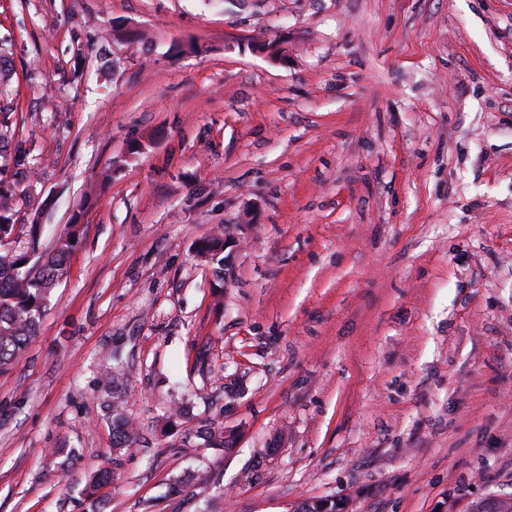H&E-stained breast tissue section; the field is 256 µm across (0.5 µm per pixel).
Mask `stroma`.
<instances>
[{"label": "stroma", "instance_id": "obj_1", "mask_svg": "<svg viewBox=\"0 0 512 512\" xmlns=\"http://www.w3.org/2000/svg\"><path fill=\"white\" fill-rule=\"evenodd\" d=\"M0 44L15 245L79 237L0 512L512 502V0H0ZM112 423L115 430L116 448L131 447L137 440L139 433L118 410L116 404H112Z\"/></svg>", "mask_w": 512, "mask_h": 512}]
</instances>
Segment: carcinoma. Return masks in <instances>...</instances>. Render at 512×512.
Segmentation results:
<instances>
[{"label":"carcinoma","mask_w":512,"mask_h":512,"mask_svg":"<svg viewBox=\"0 0 512 512\" xmlns=\"http://www.w3.org/2000/svg\"><path fill=\"white\" fill-rule=\"evenodd\" d=\"M11 197L0 194V238L13 234ZM31 246L24 251H0V370L13 364L36 335L40 318L51 291L67 273V261L76 245V233L57 242L54 251L43 257L36 255L40 225L30 229ZM223 240L208 237L197 246V252L210 261L224 266L220 258ZM115 444L118 448L133 445L137 430L126 417L112 406Z\"/></svg>","instance_id":"cac0c4a2"}]
</instances>
